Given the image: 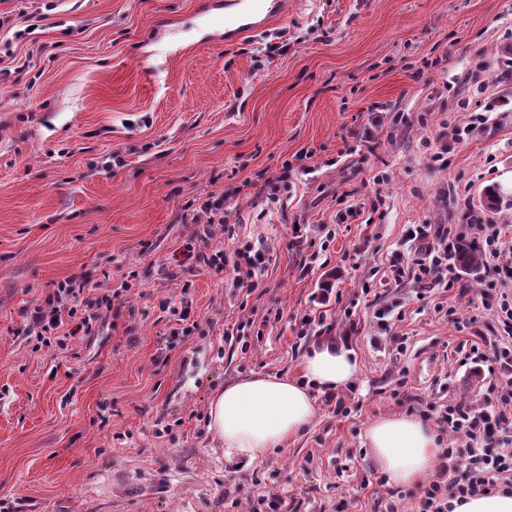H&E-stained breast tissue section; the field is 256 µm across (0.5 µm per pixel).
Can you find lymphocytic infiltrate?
I'll use <instances>...</instances> for the list:
<instances>
[{
    "label": "lymphocytic infiltrate",
    "mask_w": 512,
    "mask_h": 512,
    "mask_svg": "<svg viewBox=\"0 0 512 512\" xmlns=\"http://www.w3.org/2000/svg\"><path fill=\"white\" fill-rule=\"evenodd\" d=\"M411 231L422 247L411 262L395 256L392 268L396 278L429 279L438 285L447 282L450 260L461 246V237L451 236L443 228L437 232L435 243L429 245L425 242V225H412ZM265 263L264 253L254 244L236 245L233 286L254 292ZM128 289L124 283L120 288L100 292L91 289L83 277L57 282L41 303L25 310L26 336L40 346L66 348L72 335H91L99 322L109 318L116 300ZM490 365L496 368L498 379L491 387L486 407L472 409L451 403L437 412L438 428L463 434L466 444L443 449V457L451 463L448 477L422 488L414 497L413 512H453L455 503L477 494H512V344L498 346Z\"/></svg>",
    "instance_id": "obj_1"
}]
</instances>
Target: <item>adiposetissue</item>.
<instances>
[{"instance_id":"1","label":"adipose tissue","mask_w":512,"mask_h":512,"mask_svg":"<svg viewBox=\"0 0 512 512\" xmlns=\"http://www.w3.org/2000/svg\"><path fill=\"white\" fill-rule=\"evenodd\" d=\"M298 376L254 373L227 382L214 393L208 427L228 460L246 465L286 447L316 414L315 391L333 392L351 384L359 360L346 345L314 344L298 365ZM371 457L390 484L410 488L430 477L438 437L423 420L405 414L373 420L365 433Z\"/></svg>"}]
</instances>
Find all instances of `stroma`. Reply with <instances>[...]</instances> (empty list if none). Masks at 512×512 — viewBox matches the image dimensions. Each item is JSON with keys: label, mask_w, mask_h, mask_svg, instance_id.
I'll use <instances>...</instances> for the list:
<instances>
[{"label": "stroma", "mask_w": 512, "mask_h": 512, "mask_svg": "<svg viewBox=\"0 0 512 512\" xmlns=\"http://www.w3.org/2000/svg\"><path fill=\"white\" fill-rule=\"evenodd\" d=\"M201 2L0 0V498L16 512H385L387 498L408 512L410 489L379 482L368 424L484 407L495 376L463 358L504 328L480 300L491 271L455 269L443 288L395 280L391 261L411 224H497L512 247V0H285V22L229 45L202 41ZM279 35L287 51L257 53ZM472 112L484 124L458 135ZM492 184L503 201L487 213ZM208 200L223 223L207 225ZM246 241L267 255L253 293L232 288L231 265H180L186 247L229 258ZM81 275L129 283L119 316L34 348L23 309ZM183 301L201 331L170 348L166 308ZM322 339L354 350L357 379L316 393L287 447L226 460L214 392L296 374Z\"/></svg>", "instance_id": "obj_1"}]
</instances>
